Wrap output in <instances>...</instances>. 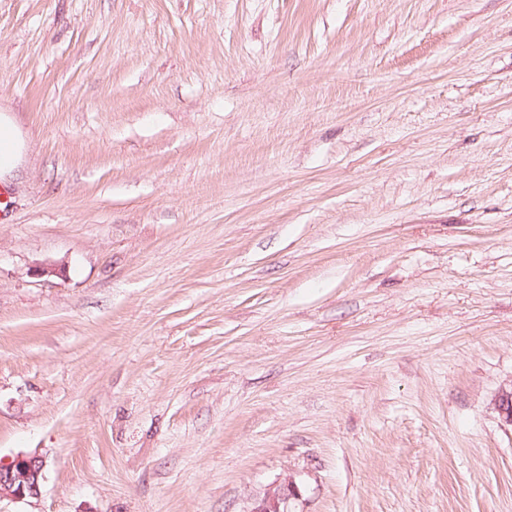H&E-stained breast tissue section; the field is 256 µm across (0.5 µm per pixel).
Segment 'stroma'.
<instances>
[{"mask_svg":"<svg viewBox=\"0 0 512 512\" xmlns=\"http://www.w3.org/2000/svg\"><path fill=\"white\" fill-rule=\"evenodd\" d=\"M0 512H512V0H0ZM24 144L11 118L0 114V178L11 173L18 165ZM46 466V460L36 453H19L7 461L0 458V499L39 498ZM299 495L296 483L287 477L270 485L262 495L256 497L248 512H291V503Z\"/></svg>","mask_w":512,"mask_h":512,"instance_id":"obj_1","label":"stroma"}]
</instances>
